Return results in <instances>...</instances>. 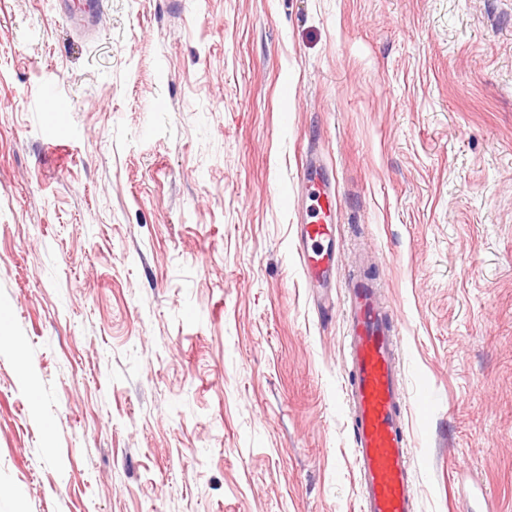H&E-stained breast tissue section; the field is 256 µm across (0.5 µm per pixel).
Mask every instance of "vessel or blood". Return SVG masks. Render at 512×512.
<instances>
[{
  "mask_svg": "<svg viewBox=\"0 0 512 512\" xmlns=\"http://www.w3.org/2000/svg\"><path fill=\"white\" fill-rule=\"evenodd\" d=\"M299 181L313 208L311 221L300 227L296 254L308 288H326L336 257V190L322 159L316 156L303 164ZM344 298L346 402L363 492L362 512H416L396 314L373 281L356 271L345 280Z\"/></svg>",
  "mask_w": 512,
  "mask_h": 512,
  "instance_id": "obj_1",
  "label": "vessel or blood"
}]
</instances>
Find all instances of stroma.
<instances>
[{
	"label": "stroma",
	"mask_w": 512,
	"mask_h": 512,
	"mask_svg": "<svg viewBox=\"0 0 512 512\" xmlns=\"http://www.w3.org/2000/svg\"><path fill=\"white\" fill-rule=\"evenodd\" d=\"M104 14L88 39L0 0V512H361L359 258L400 319L416 512H512V0ZM325 165L317 156H312L300 171V185L311 205L312 221L300 224L296 254L299 258L307 287L328 288L336 258V215L334 200L336 188H332L326 177Z\"/></svg>",
	"instance_id": "35a3bbf8"
}]
</instances>
